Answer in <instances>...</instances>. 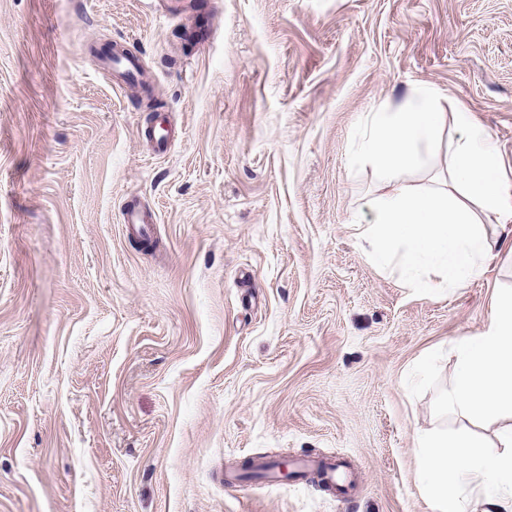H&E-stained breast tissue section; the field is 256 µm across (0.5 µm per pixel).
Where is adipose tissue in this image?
Returning a JSON list of instances; mask_svg holds the SVG:
<instances>
[{
	"label": "adipose tissue",
	"instance_id": "adipose-tissue-1",
	"mask_svg": "<svg viewBox=\"0 0 512 512\" xmlns=\"http://www.w3.org/2000/svg\"><path fill=\"white\" fill-rule=\"evenodd\" d=\"M367 119L362 153L393 184L389 195L370 203L374 221L363 234L370 256L382 265L398 260L409 287H463L494 256L485 219L502 226L512 222V197L495 144L470 112L449 118L434 111L427 92ZM448 121L460 137L448 162L446 189L422 191L401 180L403 171L420 163L421 147L433 143ZM455 354L445 409L498 424L499 430L492 441L475 430L418 435L419 488L437 501L440 512H467L465 500L448 487L475 483L485 488L490 512H512V424L503 421L512 414V291L500 296L484 332L457 340Z\"/></svg>",
	"mask_w": 512,
	"mask_h": 512
}]
</instances>
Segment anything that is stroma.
Here are the masks:
<instances>
[{
  "mask_svg": "<svg viewBox=\"0 0 512 512\" xmlns=\"http://www.w3.org/2000/svg\"><path fill=\"white\" fill-rule=\"evenodd\" d=\"M427 89L512 184V0H0V512H438L416 437L466 423L440 401L512 289V225L441 294L369 257L367 115ZM458 139L403 179L436 188ZM277 456L348 484L225 488ZM106 60L107 72L116 86L121 88L124 85L141 81L143 73L136 56L122 49L120 53L113 54ZM156 223V215L146 208L128 206L122 212V224L126 233L136 235L141 240L154 239Z\"/></svg>",
  "mask_w": 512,
  "mask_h": 512,
  "instance_id": "35a3bbf8",
  "label": "stroma"
}]
</instances>
